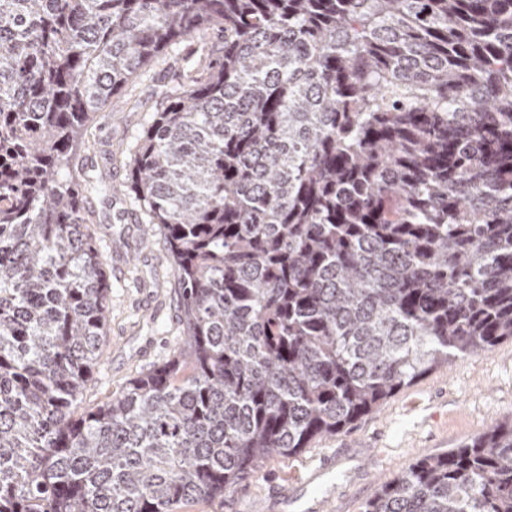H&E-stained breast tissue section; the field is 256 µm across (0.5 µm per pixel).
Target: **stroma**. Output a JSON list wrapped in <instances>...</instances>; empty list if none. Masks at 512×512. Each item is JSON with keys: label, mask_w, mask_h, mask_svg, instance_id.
<instances>
[{"label": "stroma", "mask_w": 512, "mask_h": 512, "mask_svg": "<svg viewBox=\"0 0 512 512\" xmlns=\"http://www.w3.org/2000/svg\"><path fill=\"white\" fill-rule=\"evenodd\" d=\"M195 44L170 48L133 80L112 112L95 123L91 148L74 168L93 162L111 169L114 191L86 194L90 230L104 257L111 313L107 351L79 403L87 408L119 392L136 373L171 357L182 344L175 299L176 274L160 236L123 190L128 149L151 119L155 85L175 83L194 58ZM145 101L142 112L123 111L126 96ZM512 419V340L457 360L402 389L381 408L338 435L315 440L302 452L264 460L234 492L191 503L181 512H362L379 486L424 454L459 447Z\"/></svg>", "instance_id": "stroma-1"}]
</instances>
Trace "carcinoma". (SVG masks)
<instances>
[{"instance_id":"cac0c4a2","label":"carcinoma","mask_w":512,"mask_h":512,"mask_svg":"<svg viewBox=\"0 0 512 512\" xmlns=\"http://www.w3.org/2000/svg\"><path fill=\"white\" fill-rule=\"evenodd\" d=\"M192 37L127 182L185 346L77 416L110 297L60 171ZM505 340L512 0H0V512L224 496ZM363 512H512V421Z\"/></svg>"}]
</instances>
